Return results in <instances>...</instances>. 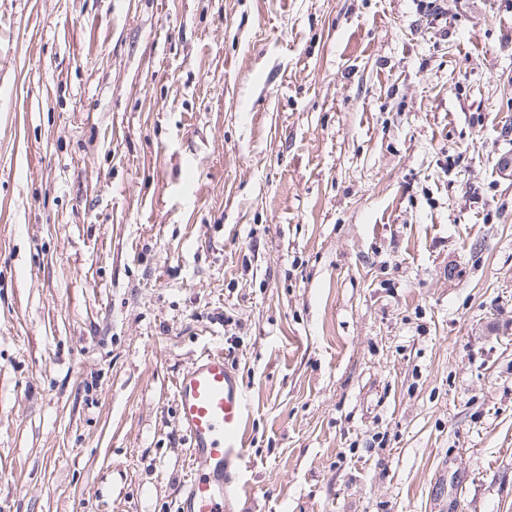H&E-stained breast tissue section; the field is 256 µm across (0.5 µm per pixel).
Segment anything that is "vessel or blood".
<instances>
[{
	"label": "vessel or blood",
	"mask_w": 512,
	"mask_h": 512,
	"mask_svg": "<svg viewBox=\"0 0 512 512\" xmlns=\"http://www.w3.org/2000/svg\"><path fill=\"white\" fill-rule=\"evenodd\" d=\"M174 397L191 462L176 512H238L250 419L242 380L223 352L206 349L177 377Z\"/></svg>",
	"instance_id": "1"
}]
</instances>
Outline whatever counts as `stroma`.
Segmentation results:
<instances>
[{
	"mask_svg": "<svg viewBox=\"0 0 512 512\" xmlns=\"http://www.w3.org/2000/svg\"><path fill=\"white\" fill-rule=\"evenodd\" d=\"M512 0H0V512H512ZM174 397L192 468L176 512H239L249 448L244 383L224 352L204 349L175 380Z\"/></svg>",
	"mask_w": 512,
	"mask_h": 512,
	"instance_id": "stroma-1",
	"label": "stroma"
}]
</instances>
